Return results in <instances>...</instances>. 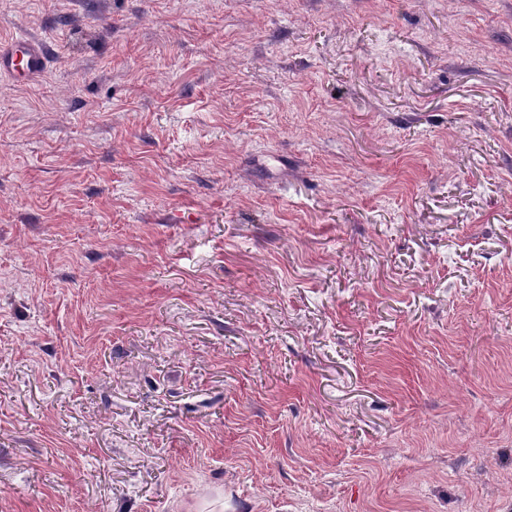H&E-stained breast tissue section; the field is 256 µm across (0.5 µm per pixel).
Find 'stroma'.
Instances as JSON below:
<instances>
[{"label": "stroma", "instance_id": "35a3bbf8", "mask_svg": "<svg viewBox=\"0 0 512 512\" xmlns=\"http://www.w3.org/2000/svg\"><path fill=\"white\" fill-rule=\"evenodd\" d=\"M0 512H512V0H0ZM47 60L44 44L25 33L0 43V70L9 73L19 84H27L42 74Z\"/></svg>", "mask_w": 512, "mask_h": 512}]
</instances>
